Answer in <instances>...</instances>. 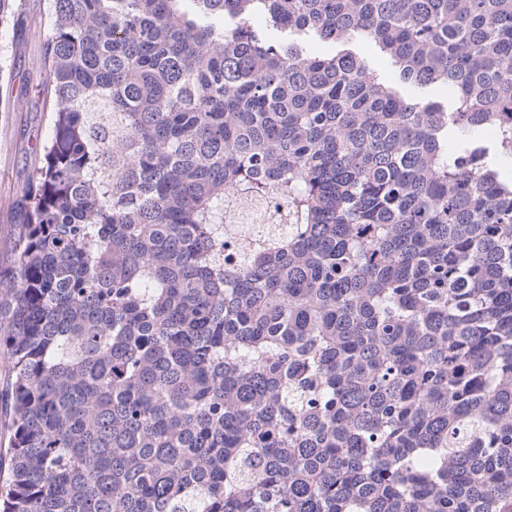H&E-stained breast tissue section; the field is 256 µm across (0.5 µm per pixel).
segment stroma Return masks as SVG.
<instances>
[{
    "mask_svg": "<svg viewBox=\"0 0 512 512\" xmlns=\"http://www.w3.org/2000/svg\"><path fill=\"white\" fill-rule=\"evenodd\" d=\"M46 0H24L26 34L14 40L10 25H0V273L13 265L14 241L10 222L18 199L33 170L35 157L49 134L40 68L48 33Z\"/></svg>",
    "mask_w": 512,
    "mask_h": 512,
    "instance_id": "1",
    "label": "stroma"
}]
</instances>
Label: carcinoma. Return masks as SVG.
Segmentation results:
<instances>
[{
  "label": "carcinoma",
  "mask_w": 512,
  "mask_h": 512,
  "mask_svg": "<svg viewBox=\"0 0 512 512\" xmlns=\"http://www.w3.org/2000/svg\"><path fill=\"white\" fill-rule=\"evenodd\" d=\"M46 16L0 512H512V0ZM232 192L288 227L233 235ZM360 52L362 57L369 64L370 68L375 70L386 80L392 81L395 78L394 70L392 69L389 61L381 56L376 47L369 42H362L360 45Z\"/></svg>",
  "instance_id": "cac0c4a2"
}]
</instances>
